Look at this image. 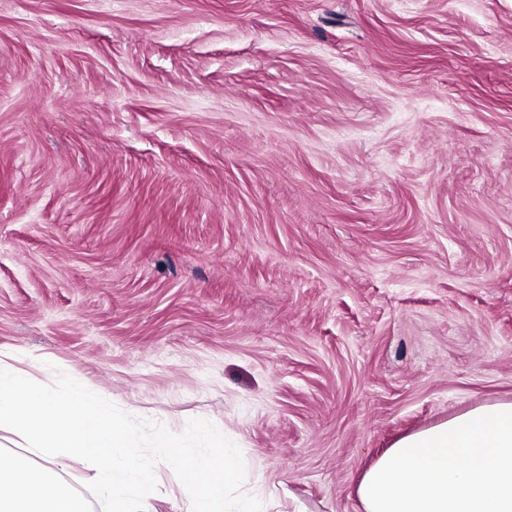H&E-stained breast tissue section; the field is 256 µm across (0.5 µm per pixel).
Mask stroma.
Wrapping results in <instances>:
<instances>
[{"label":"stroma","mask_w":512,"mask_h":512,"mask_svg":"<svg viewBox=\"0 0 512 512\" xmlns=\"http://www.w3.org/2000/svg\"><path fill=\"white\" fill-rule=\"evenodd\" d=\"M0 350L363 512L512 401V0H0Z\"/></svg>","instance_id":"stroma-1"}]
</instances>
